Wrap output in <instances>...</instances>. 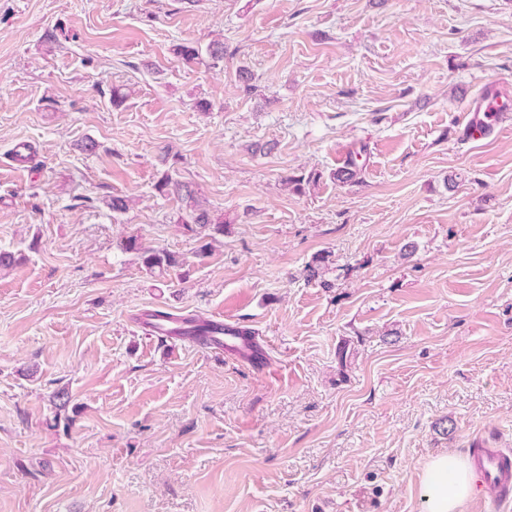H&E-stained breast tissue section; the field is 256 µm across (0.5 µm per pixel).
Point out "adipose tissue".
I'll return each instance as SVG.
<instances>
[{
  "instance_id": "1",
  "label": "adipose tissue",
  "mask_w": 512,
  "mask_h": 512,
  "mask_svg": "<svg viewBox=\"0 0 512 512\" xmlns=\"http://www.w3.org/2000/svg\"><path fill=\"white\" fill-rule=\"evenodd\" d=\"M472 477L470 466L459 455L444 452L432 457L422 474L424 512H462L473 493Z\"/></svg>"
}]
</instances>
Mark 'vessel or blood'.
Masks as SVG:
<instances>
[{
    "label": "vessel or blood",
    "mask_w": 512,
    "mask_h": 512,
    "mask_svg": "<svg viewBox=\"0 0 512 512\" xmlns=\"http://www.w3.org/2000/svg\"><path fill=\"white\" fill-rule=\"evenodd\" d=\"M512 96V91L502 86L488 85L465 107L462 121V135L475 140L492 132L498 125L503 112V100ZM181 317H155L147 324L149 335L167 340H179ZM208 332L204 337H190L189 342L196 349L214 355H232L253 366L266 367L269 355L256 336L245 335L243 328L220 317L206 321ZM474 467L482 483L493 489L499 501L512 499V451L502 448H477L473 451Z\"/></svg>",
    "instance_id": "obj_1"
}]
</instances>
